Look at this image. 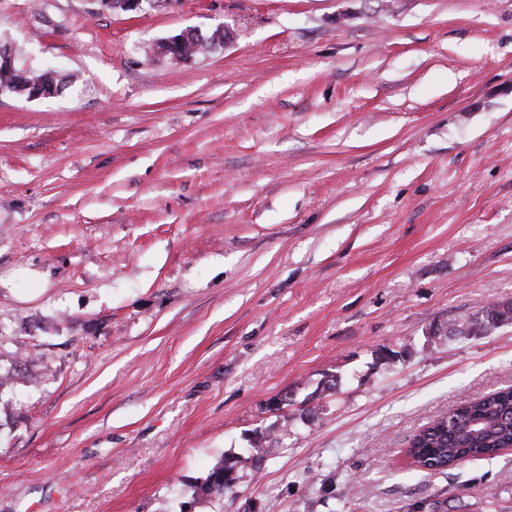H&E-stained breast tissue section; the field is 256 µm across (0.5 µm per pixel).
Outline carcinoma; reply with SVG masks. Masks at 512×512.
Here are the masks:
<instances>
[{"label":"carcinoma","instance_id":"obj_1","mask_svg":"<svg viewBox=\"0 0 512 512\" xmlns=\"http://www.w3.org/2000/svg\"><path fill=\"white\" fill-rule=\"evenodd\" d=\"M37 83L45 74L23 72L12 75L0 70V85L12 80ZM504 324H512V302L491 303L476 313L465 314L448 326L456 336H485ZM502 448H512V387H504L458 403L447 416L429 422L415 433L408 452L420 470L445 472L464 461L492 458ZM263 446L231 465L220 464L207 478L194 486L193 494H224L235 481V467L255 465Z\"/></svg>","mask_w":512,"mask_h":512}]
</instances>
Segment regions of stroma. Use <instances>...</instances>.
Returning a JSON list of instances; mask_svg holds the SVG:
<instances>
[{
  "label": "stroma",
  "mask_w": 512,
  "mask_h": 512,
  "mask_svg": "<svg viewBox=\"0 0 512 512\" xmlns=\"http://www.w3.org/2000/svg\"><path fill=\"white\" fill-rule=\"evenodd\" d=\"M0 42L61 84L0 92V512H512V449L405 452L512 386V325L448 333L512 302V0H0ZM504 324H512V302L491 303L472 314H465L448 326L456 336H486ZM253 449L254 451L250 456L237 460L231 465H224L221 463L220 465L214 467L212 472L200 485L194 486V495L210 496L212 494H224V489L231 487L235 481L233 472L236 466L239 465L240 468H245L247 465L254 466L255 461L260 460L262 457L261 454L264 451L262 444H256Z\"/></svg>",
  "instance_id": "stroma-1"
}]
</instances>
